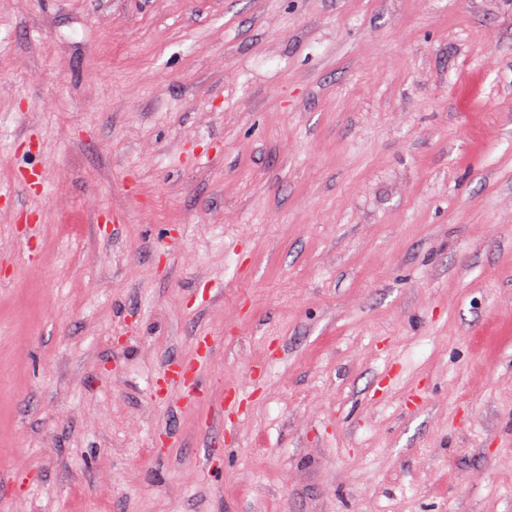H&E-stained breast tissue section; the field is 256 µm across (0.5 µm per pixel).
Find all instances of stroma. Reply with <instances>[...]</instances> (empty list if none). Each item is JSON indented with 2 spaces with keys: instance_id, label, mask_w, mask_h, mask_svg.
<instances>
[{
  "instance_id": "35a3bbf8",
  "label": "stroma",
  "mask_w": 512,
  "mask_h": 512,
  "mask_svg": "<svg viewBox=\"0 0 512 512\" xmlns=\"http://www.w3.org/2000/svg\"><path fill=\"white\" fill-rule=\"evenodd\" d=\"M1 474L512 512V0H0ZM199 356L196 353L191 358L185 360L182 365L179 366V369L185 373V376L180 380L186 385L188 396L190 397V401H195L198 397L203 394V388L201 385V379L198 374V369L202 363L199 360ZM197 363V364H196Z\"/></svg>"
}]
</instances>
